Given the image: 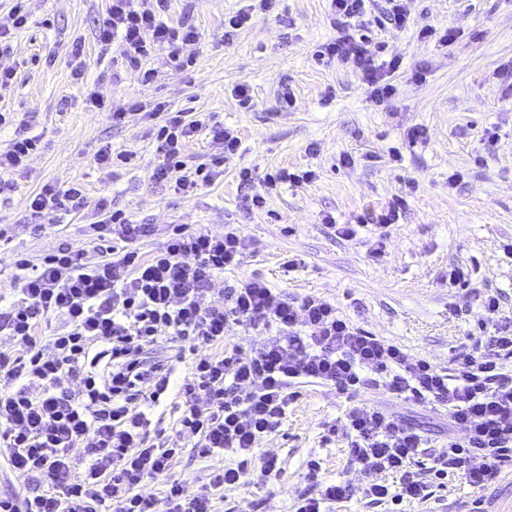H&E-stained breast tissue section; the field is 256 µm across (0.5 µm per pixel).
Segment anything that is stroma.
Returning <instances> with one entry per match:
<instances>
[{"mask_svg":"<svg viewBox=\"0 0 512 512\" xmlns=\"http://www.w3.org/2000/svg\"><path fill=\"white\" fill-rule=\"evenodd\" d=\"M107 5L28 0L27 25L0 52V68L16 71L10 94L0 100L9 119L0 129V151L19 122L42 139L27 167L9 173L10 190L0 193V290L10 288L13 255L36 262L62 242L95 255L86 215L62 213L39 228L27 220L33 193L78 181L91 199L107 198L134 223L154 225V234L137 243L141 253L154 252L177 224L216 233L237 225L248 248L238 267L218 275L216 288L259 276L288 298H322L371 335L442 371L495 332L477 290L497 292L500 319L512 318V93L497 77L499 66L512 60V0H407L405 27L383 18L361 27L370 51L383 46L401 59L390 78L395 92L380 103L369 99L351 66L316 59L319 46L336 34L327 0H278L274 10L253 13L229 42L224 20L243 0H171L167 22L190 16L201 44L193 63L182 68L166 51L155 52L145 63L154 73L147 83L113 47L96 42ZM428 24L457 27L460 35L438 45L419 36ZM76 37L85 41L81 83L67 63ZM243 81L251 87L247 108L232 95ZM91 89L127 111L125 123L113 124L108 113L92 107L86 100ZM286 91L293 106L282 101ZM134 102L142 112L131 110ZM159 103L170 112L214 116L241 140L222 174L187 199L151 179L159 157L145 112ZM415 125L426 127L428 140L412 147L406 131ZM105 144L126 154L128 163L99 165L95 153ZM395 150L401 153L397 162ZM346 155L352 164L343 163ZM244 167L259 177L282 167L311 170L315 177L274 191L257 208L251 202L257 184L239 178ZM454 173L460 179L452 185ZM398 196L407 205L397 224L384 231L359 225L353 239L337 234L336 224L356 223ZM328 214L335 225L324 223ZM293 257L294 268L288 265ZM455 266L469 270V285H449ZM295 391L282 425L255 450L279 457L280 477L265 488L246 484L225 491L214 501L215 512H295L298 498L314 493L303 479L313 456L322 462L324 480L353 490L336 512H390V503L363 497L370 478L348 459L344 414L352 399L318 383ZM361 398L403 417L430 446L446 442L451 431L445 407L392 401L379 387ZM179 403L168 395L156 414L180 449L171 476L194 485L234 458L198 457L193 438L177 431ZM424 480L430 497L403 503L402 512H512V466L481 490L453 477L441 482L428 473Z\"/></svg>","mask_w":512,"mask_h":512,"instance_id":"35a3bbf8","label":"stroma"}]
</instances>
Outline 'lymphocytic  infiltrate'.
Segmentation results:
<instances>
[{
  "label": "lymphocytic infiltrate",
  "instance_id": "1",
  "mask_svg": "<svg viewBox=\"0 0 512 512\" xmlns=\"http://www.w3.org/2000/svg\"><path fill=\"white\" fill-rule=\"evenodd\" d=\"M374 2L329 0L337 35L323 53L351 65L371 99L381 102L394 91L389 78L398 61L372 53L363 37L349 32L351 20L364 17ZM168 6L169 0H153L136 9L132 0H110L95 39L117 45L134 67L163 48L175 58L195 50L198 28L189 20L165 22ZM164 111L158 104L151 112L162 156L152 177L187 196L214 181L223 157L235 155L240 140L212 118L189 120L181 112L168 117ZM203 131L224 155L186 176V147ZM40 144L39 136L16 129L0 152V192L9 186L3 173L24 168ZM28 207L40 221L93 208L98 240L113 236L120 244L105 243L92 263L65 242L39 262L21 255L12 262L14 299L0 307V337L14 345L0 349V460L40 484L0 498V512H213L215 493L265 485L280 474L277 457L258 459L254 450L281 425L293 399L290 386L303 379L332 385L342 395L378 386L396 399L447 407L466 435L449 438L434 453L436 479L453 476L481 489L512 465V373L503 369L512 359V323L497 326L487 347L459 358L449 374L372 336L321 298L293 301L258 277L214 291L215 277L238 266L247 248L239 228L213 233L177 225L145 257L131 244L150 235L151 226L132 223L107 199L90 201L82 183L44 186ZM210 291L214 300L203 304ZM52 316L62 326L42 336V322ZM232 324L269 338L247 352L224 349ZM162 340L175 343V355L150 359L148 350ZM186 358L191 370L180 386L178 425L195 436L199 457H237L194 490L168 477L177 451L148 416L168 391L176 363ZM346 421L352 463L376 477L365 496L396 505L428 497L417 472L426 443L419 429L365 403L350 408ZM382 473L393 475L396 485L379 482ZM159 477L162 495L141 492L145 480ZM304 478L318 494L301 497L296 512H332L352 495L349 485L323 480L319 459L307 461Z\"/></svg>",
  "mask_w": 512,
  "mask_h": 512
}]
</instances>
